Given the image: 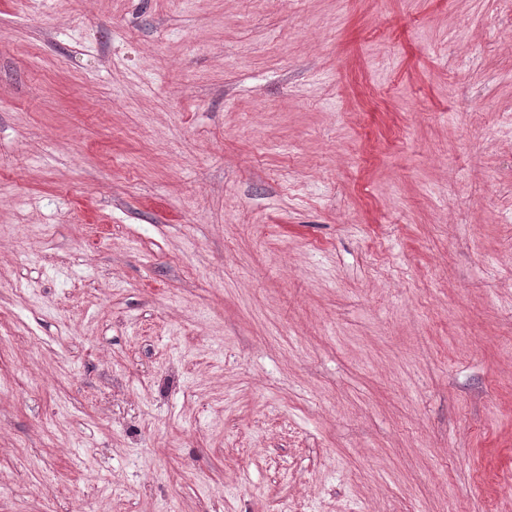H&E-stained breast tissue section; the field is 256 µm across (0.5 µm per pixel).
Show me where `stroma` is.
Here are the masks:
<instances>
[{
  "instance_id": "1",
  "label": "stroma",
  "mask_w": 512,
  "mask_h": 512,
  "mask_svg": "<svg viewBox=\"0 0 512 512\" xmlns=\"http://www.w3.org/2000/svg\"><path fill=\"white\" fill-rule=\"evenodd\" d=\"M0 512H512V0H0Z\"/></svg>"
}]
</instances>
